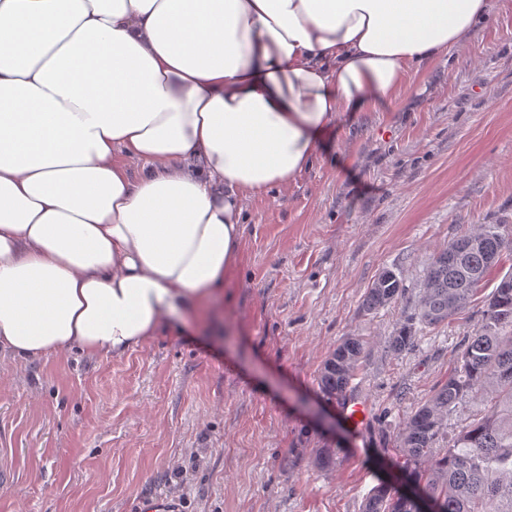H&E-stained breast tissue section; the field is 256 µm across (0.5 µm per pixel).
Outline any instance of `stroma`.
I'll list each match as a JSON object with an SVG mask.
<instances>
[{"instance_id": "35a3bbf8", "label": "stroma", "mask_w": 512, "mask_h": 512, "mask_svg": "<svg viewBox=\"0 0 512 512\" xmlns=\"http://www.w3.org/2000/svg\"><path fill=\"white\" fill-rule=\"evenodd\" d=\"M394 107L346 119L288 186L247 201L223 297L123 357L64 352L0 388V512H362L400 481L398 425L457 364L504 256L469 308L396 354L436 253L480 224L512 225V0L467 47L410 73ZM386 269L405 291L367 314ZM364 343L353 434L320 389L329 353ZM335 462L315 466L317 449Z\"/></svg>"}]
</instances>
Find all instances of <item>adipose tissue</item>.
I'll use <instances>...</instances> for the list:
<instances>
[{
	"label": "adipose tissue",
	"instance_id": "ef3b65f1",
	"mask_svg": "<svg viewBox=\"0 0 512 512\" xmlns=\"http://www.w3.org/2000/svg\"><path fill=\"white\" fill-rule=\"evenodd\" d=\"M489 0H0V352L115 357L226 286L243 202ZM145 167L130 176L119 153Z\"/></svg>",
	"mask_w": 512,
	"mask_h": 512
}]
</instances>
